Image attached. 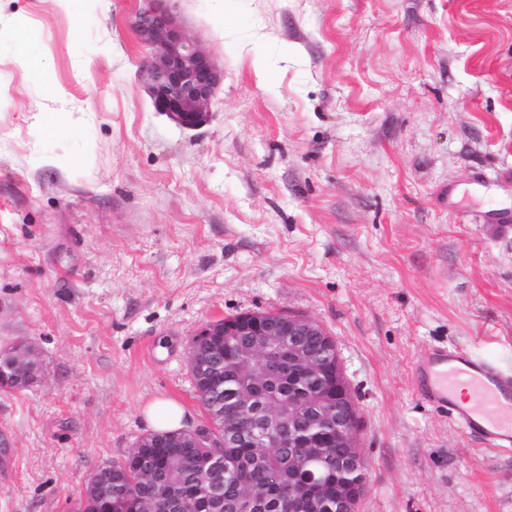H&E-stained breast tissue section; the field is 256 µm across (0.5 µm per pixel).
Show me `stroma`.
<instances>
[{"instance_id":"stroma-1","label":"stroma","mask_w":512,"mask_h":512,"mask_svg":"<svg viewBox=\"0 0 512 512\" xmlns=\"http://www.w3.org/2000/svg\"><path fill=\"white\" fill-rule=\"evenodd\" d=\"M149 2L99 0L77 29L50 0H0L53 64L46 83L0 62V348L42 366L0 389V512H71L150 433L153 399L208 424L191 339L247 311L334 338L362 419L358 512H512V452L411 387L435 342L512 369V0H168L224 70L196 130L138 76ZM67 111L82 120L35 122ZM87 150L84 168L37 162Z\"/></svg>"}]
</instances>
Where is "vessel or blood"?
Listing matches in <instances>:
<instances>
[{
	"label": "vessel or blood",
	"mask_w": 512,
	"mask_h": 512,
	"mask_svg": "<svg viewBox=\"0 0 512 512\" xmlns=\"http://www.w3.org/2000/svg\"><path fill=\"white\" fill-rule=\"evenodd\" d=\"M466 380L467 397H458L456 385ZM417 396L448 416L484 449L512 451V371L499 367L472 349L434 343L417 355L412 367Z\"/></svg>",
	"instance_id": "obj_1"
}]
</instances>
